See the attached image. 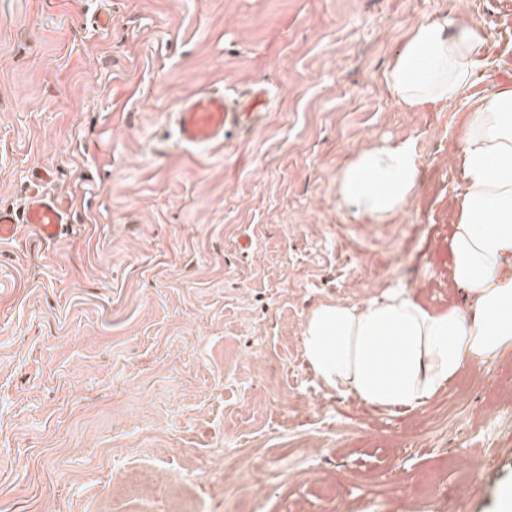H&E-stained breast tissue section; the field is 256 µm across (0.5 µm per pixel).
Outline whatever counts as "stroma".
<instances>
[{"mask_svg": "<svg viewBox=\"0 0 512 512\" xmlns=\"http://www.w3.org/2000/svg\"><path fill=\"white\" fill-rule=\"evenodd\" d=\"M440 15L484 29L479 88L512 86V0H0V206L45 169L71 219L0 244V512H499L512 354L384 412L325 389L301 348L323 302L466 305L467 114L405 111L384 81ZM256 81L262 127L168 145L180 97ZM408 136L417 196L352 216L339 169Z\"/></svg>", "mask_w": 512, "mask_h": 512, "instance_id": "obj_1", "label": "stroma"}]
</instances>
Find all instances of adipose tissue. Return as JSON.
<instances>
[{
	"mask_svg": "<svg viewBox=\"0 0 512 512\" xmlns=\"http://www.w3.org/2000/svg\"><path fill=\"white\" fill-rule=\"evenodd\" d=\"M477 25L444 16L406 34L384 73L405 110L467 104L456 163L463 185L451 239V279L465 309L438 311L405 288L359 304L323 303L306 321L303 356L327 389L383 411L417 409L468 367L512 351V87L475 88L488 56ZM415 138L381 140L336 174V195L354 217L392 219L414 196Z\"/></svg>",
	"mask_w": 512,
	"mask_h": 512,
	"instance_id": "ef3b65f1",
	"label": "adipose tissue"
}]
</instances>
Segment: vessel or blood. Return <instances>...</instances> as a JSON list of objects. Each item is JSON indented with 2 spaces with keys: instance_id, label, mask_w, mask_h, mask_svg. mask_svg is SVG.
Returning a JSON list of instances; mask_svg holds the SVG:
<instances>
[{
  "instance_id": "1",
  "label": "vessel or blood",
  "mask_w": 512,
  "mask_h": 512,
  "mask_svg": "<svg viewBox=\"0 0 512 512\" xmlns=\"http://www.w3.org/2000/svg\"><path fill=\"white\" fill-rule=\"evenodd\" d=\"M269 102L268 89L259 83L236 97L220 88L198 89L180 98L170 112V137L185 151L209 150L234 134L263 125ZM68 219L69 209L59 197L32 190L23 209L0 207V243L25 229L42 240H56Z\"/></svg>"
}]
</instances>
